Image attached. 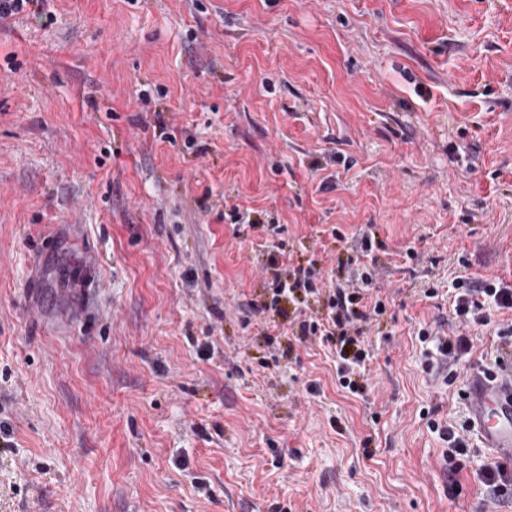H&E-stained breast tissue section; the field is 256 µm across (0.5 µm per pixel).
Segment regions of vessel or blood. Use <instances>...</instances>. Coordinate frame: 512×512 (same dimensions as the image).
Returning <instances> with one entry per match:
<instances>
[{
	"label": "vessel or blood",
	"instance_id": "obj_1",
	"mask_svg": "<svg viewBox=\"0 0 512 512\" xmlns=\"http://www.w3.org/2000/svg\"><path fill=\"white\" fill-rule=\"evenodd\" d=\"M468 422L483 447L512 460V370L491 376L474 369L466 382Z\"/></svg>",
	"mask_w": 512,
	"mask_h": 512
}]
</instances>
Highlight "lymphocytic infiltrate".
Wrapping results in <instances>:
<instances>
[{"mask_svg": "<svg viewBox=\"0 0 512 512\" xmlns=\"http://www.w3.org/2000/svg\"><path fill=\"white\" fill-rule=\"evenodd\" d=\"M372 244L369 236H361L347 254L344 262L347 277L323 278L312 267L274 264V283L269 300L252 302L251 308L263 314L267 324L288 319L289 304H301L317 297L324 299V314L304 317L297 323L296 341L318 338L334 356L339 366L336 370L338 384L350 393L363 395L368 382L360 377L368 355L366 328L372 320L386 311L382 297L373 294L372 285L376 270L369 258ZM448 333L440 337V358L435 363L437 374L445 381L455 379L454 365L474 349V334L491 330L501 344L512 346V321L492 323L489 306H496L500 313L512 314V288L500 286L496 280H476L461 275L451 283Z\"/></svg>", "mask_w": 512, "mask_h": 512, "instance_id": "lymphocytic-infiltrate-1", "label": "lymphocytic infiltrate"}]
</instances>
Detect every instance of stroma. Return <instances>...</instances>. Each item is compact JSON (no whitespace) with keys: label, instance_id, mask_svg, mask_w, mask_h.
<instances>
[{"label":"stroma","instance_id":"obj_1","mask_svg":"<svg viewBox=\"0 0 512 512\" xmlns=\"http://www.w3.org/2000/svg\"><path fill=\"white\" fill-rule=\"evenodd\" d=\"M49 5L0 19V512H489L417 332L512 285V0ZM367 226L362 399L243 307ZM440 431H442L444 440L448 442V448L443 453V460L445 470L448 471L450 477L449 489L451 493H456L460 488L457 476L462 470V457L468 454V442L457 428L452 425H441Z\"/></svg>","mask_w":512,"mask_h":512}]
</instances>
